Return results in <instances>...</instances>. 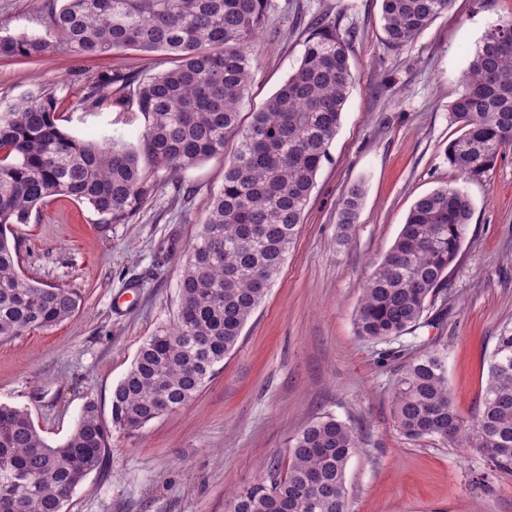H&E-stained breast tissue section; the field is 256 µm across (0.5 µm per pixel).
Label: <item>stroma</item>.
Here are the masks:
<instances>
[{"label":"stroma","mask_w":512,"mask_h":512,"mask_svg":"<svg viewBox=\"0 0 512 512\" xmlns=\"http://www.w3.org/2000/svg\"><path fill=\"white\" fill-rule=\"evenodd\" d=\"M56 5L0 0V36L44 34ZM318 15L347 39L355 83L294 247L213 379L176 412L113 433L102 467L73 490L66 512H224L226 493L256 480L268 463L287 462L293 435L326 414L351 423L362 441L346 468L350 512H512V476L475 495L468 475L482 467L480 457L407 440L391 415L399 366L438 352L454 404L471 418L496 336L512 324V148L473 180L460 178L446 154L455 136L449 106L466 56L512 16V0H454L398 49L385 40L381 0H268L243 112L297 67L307 24ZM169 65L166 56L138 52L0 59V103L48 89L75 134L132 142L142 115L115 95L87 104L90 87L105 73L144 77ZM179 179L131 223L105 233L89 208L68 199L48 202L14 227L23 273L81 297L60 325L0 341V404L26 410L49 444L70 435L87 401L110 417L112 390L143 341L176 321L183 264L224 182V162L208 160ZM354 183L365 195L342 241L338 213ZM448 184L469 195L473 216L447 296L421 327L392 342L394 358L382 359V344L355 331L361 288L416 199Z\"/></svg>","instance_id":"1"}]
</instances>
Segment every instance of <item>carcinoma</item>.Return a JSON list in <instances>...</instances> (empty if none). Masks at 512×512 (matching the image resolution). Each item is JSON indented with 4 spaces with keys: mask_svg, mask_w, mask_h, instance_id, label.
<instances>
[{
    "mask_svg": "<svg viewBox=\"0 0 512 512\" xmlns=\"http://www.w3.org/2000/svg\"><path fill=\"white\" fill-rule=\"evenodd\" d=\"M452 0H381L387 43L415 40ZM267 0H62L45 35L0 37V58L36 59L160 53L172 66L141 80L103 74L89 98L116 91L144 118L137 144L98 143L63 130L42 89L0 106V337L49 329L74 315L79 296L26 277L12 225L29 223L50 198H67L98 216V227L128 224L156 194L160 172L177 174L224 157L213 196L179 283L177 321L140 347L111 398V422L88 401L67 439L55 446L27 412L0 405V512H63L67 494L98 469L112 432L133 433L190 402L232 353L297 240L316 175L338 131L354 76L348 42L318 17L295 71L262 106L240 117L253 80L249 47ZM512 17L488 30L462 71L450 105L457 136L449 164L465 179L493 169L512 145ZM364 196L351 184L337 236L349 238ZM473 205L446 185L418 198L394 243L362 288L357 336L390 343L420 325L445 289L466 237ZM392 417L412 441L437 439L485 460L471 473L487 492L512 475V327H502L479 408L467 421L448 388L445 358L425 352L406 362L391 393ZM360 438L324 415L291 439L288 467L273 462L255 482L231 490L225 512H349L346 466Z\"/></svg>",
    "mask_w": 512,
    "mask_h": 512,
    "instance_id": "cac0c4a2",
    "label": "carcinoma"
}]
</instances>
